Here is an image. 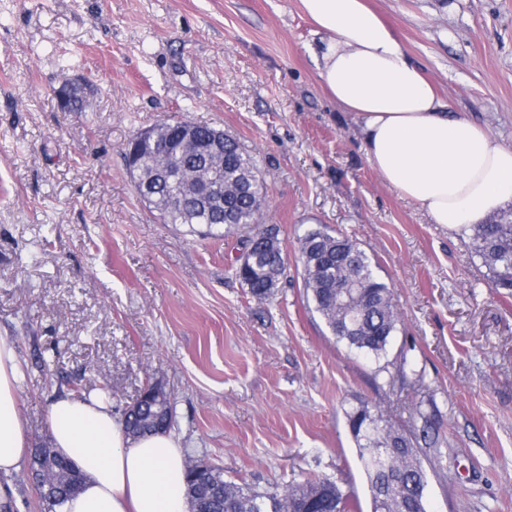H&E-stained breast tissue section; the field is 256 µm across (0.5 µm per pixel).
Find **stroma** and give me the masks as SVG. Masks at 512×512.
<instances>
[{"instance_id":"35a3bbf8","label":"stroma","mask_w":512,"mask_h":512,"mask_svg":"<svg viewBox=\"0 0 512 512\" xmlns=\"http://www.w3.org/2000/svg\"><path fill=\"white\" fill-rule=\"evenodd\" d=\"M449 111L512 146V0H369ZM300 0H0V336L21 414L47 443L51 400L146 382L186 450L260 486L335 480L371 512L346 414L431 415L441 456L426 512H512V292L470 239L383 183L358 125L328 98ZM87 80L83 111L54 96ZM187 120L258 161L262 222L287 269L265 299L231 273L238 235L165 224L137 194L128 140ZM325 226L374 257L402 322L385 353L337 341L308 301L300 235ZM422 385H391L398 367Z\"/></svg>"}]
</instances>
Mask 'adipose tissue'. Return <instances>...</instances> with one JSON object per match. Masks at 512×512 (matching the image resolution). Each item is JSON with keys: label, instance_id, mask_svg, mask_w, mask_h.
Segmentation results:
<instances>
[{"label": "adipose tissue", "instance_id": "1", "mask_svg": "<svg viewBox=\"0 0 512 512\" xmlns=\"http://www.w3.org/2000/svg\"><path fill=\"white\" fill-rule=\"evenodd\" d=\"M318 36L310 54L336 106L361 126L370 166L436 224H479L512 203V148L447 111L405 45L365 0H300ZM21 361L0 336V474L21 469L29 438L21 415ZM53 447L84 476L63 512H189L185 450L175 434L130 437L95 398L56 396Z\"/></svg>", "mask_w": 512, "mask_h": 512}]
</instances>
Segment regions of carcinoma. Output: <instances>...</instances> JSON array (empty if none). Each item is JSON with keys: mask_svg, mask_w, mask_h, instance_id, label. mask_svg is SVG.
<instances>
[{"mask_svg": "<svg viewBox=\"0 0 512 512\" xmlns=\"http://www.w3.org/2000/svg\"><path fill=\"white\" fill-rule=\"evenodd\" d=\"M180 121L168 126L169 147L159 150L148 143H135L134 162L147 175L168 172L151 181L157 197L155 209L165 224L207 227L217 235L223 228H247L240 239L245 262L231 268L252 296H268L285 272V259L278 231L260 224L263 187L257 179V163L239 143L224 138V161L210 167L207 159L185 152L177 160ZM224 186V205L204 201L207 184ZM476 256L495 287L512 289V223L488 221L463 227ZM298 259L303 267L307 300L337 340L367 356L382 354L397 331L400 313L392 288L377 273L378 265L351 237L327 227L306 231L298 238ZM172 405L163 400L152 405L140 400L123 412L133 434L167 430ZM418 410L403 424L392 423L362 405L347 413V425L357 444L372 512H426L428 472L421 458V445L437 443L429 426L416 428ZM199 476L185 473L190 512H350L351 503L336 482L315 474L286 486L265 488L244 478H224V472L198 459ZM54 491L42 498L48 507L62 505L79 488L82 477L70 463L58 467L53 458L44 465Z\"/></svg>", "mask_w": 512, "mask_h": 512, "instance_id": "obj_1", "label": "carcinoma"}]
</instances>
